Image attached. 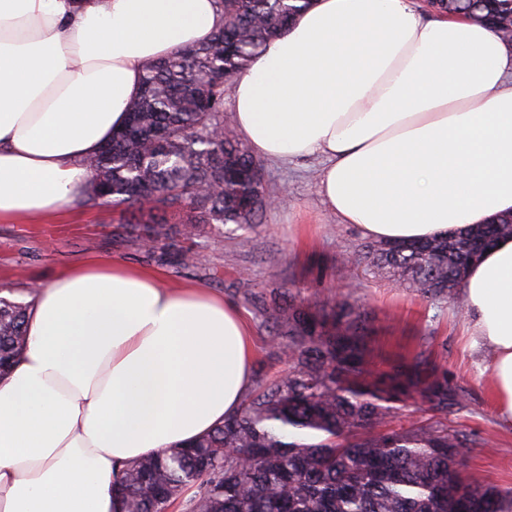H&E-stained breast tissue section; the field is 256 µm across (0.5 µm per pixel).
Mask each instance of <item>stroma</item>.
Listing matches in <instances>:
<instances>
[{
	"mask_svg": "<svg viewBox=\"0 0 512 512\" xmlns=\"http://www.w3.org/2000/svg\"><path fill=\"white\" fill-rule=\"evenodd\" d=\"M261 166L275 203L250 230L248 246H241L235 225L206 224L190 241L198 262L177 268L127 242L122 226L132 209L78 202L56 217L0 222V283L10 284L11 298L21 301L30 286L49 283L63 268L99 256L154 269L172 285L202 284L243 310L255 339L257 379L287 370L271 342V324L257 310L262 298L286 292L347 301L366 314L377 359L422 351L447 369L465 404L449 412L448 425L474 439L465 450L466 476L485 486L512 488V427L498 420L487 364L468 347L461 298L432 299L374 273L360 258L364 237L354 225L340 223L319 195L316 161L265 160Z\"/></svg>",
	"mask_w": 512,
	"mask_h": 512,
	"instance_id": "1",
	"label": "stroma"
}]
</instances>
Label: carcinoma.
Here are the masks:
<instances>
[{
	"label": "carcinoma",
	"mask_w": 512,
	"mask_h": 512,
	"mask_svg": "<svg viewBox=\"0 0 512 512\" xmlns=\"http://www.w3.org/2000/svg\"><path fill=\"white\" fill-rule=\"evenodd\" d=\"M448 14L491 30L512 25V0H443ZM224 23L208 41L145 66L127 126L89 158L85 204L137 208L147 221L133 241L161 260L188 267L182 246L194 228L166 215L188 209L196 223L250 227L269 194L255 157L224 128V94L235 75L285 33L308 0H218ZM471 238H431L366 246L384 278L447 299L472 263ZM22 303L0 297V372L25 346ZM272 339L288 372L248 393L237 414L186 448H170L126 470L115 490L127 512H512V489L458 494L457 450L448 429L462 408L447 370L418 353L388 369L372 367L365 314L348 303L272 300ZM419 395L437 413L395 428L393 411Z\"/></svg>",
	"instance_id": "cac0c4a2"
}]
</instances>
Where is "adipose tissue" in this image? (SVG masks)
Masks as SVG:
<instances>
[{"instance_id":"adipose-tissue-1","label":"adipose tissue","mask_w":512,"mask_h":512,"mask_svg":"<svg viewBox=\"0 0 512 512\" xmlns=\"http://www.w3.org/2000/svg\"><path fill=\"white\" fill-rule=\"evenodd\" d=\"M216 0H0V221L57 214L127 122L147 62L206 41ZM254 155L320 162L341 223L407 243L512 213V43L419 0H312L230 88ZM512 426V236L460 288ZM0 376V512H122L124 469L236 414L254 343L223 295L92 257L25 300Z\"/></svg>"}]
</instances>
